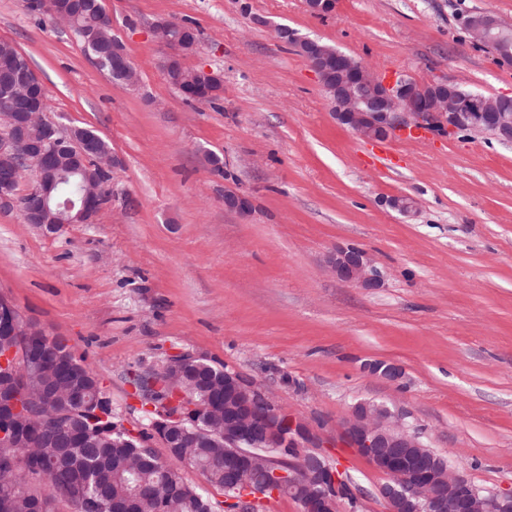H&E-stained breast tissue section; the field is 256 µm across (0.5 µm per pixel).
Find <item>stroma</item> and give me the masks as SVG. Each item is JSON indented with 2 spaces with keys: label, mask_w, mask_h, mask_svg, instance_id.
Segmentation results:
<instances>
[{
  "label": "stroma",
  "mask_w": 512,
  "mask_h": 512,
  "mask_svg": "<svg viewBox=\"0 0 512 512\" xmlns=\"http://www.w3.org/2000/svg\"><path fill=\"white\" fill-rule=\"evenodd\" d=\"M104 4L137 88L95 66L71 27L0 0V40L29 59L50 116L95 129L119 160L91 223L46 236L0 209V296L67 339L127 428L142 427L129 373L185 352L320 425L357 512H385L384 475L336 437L360 399L406 412L475 484L512 486V146L477 132L365 142L275 34L294 28L385 79L512 97V60L459 21L512 23V0H339L326 18L302 0ZM161 20L196 29L182 62L222 76L214 103L190 106L167 82ZM228 188L250 214L225 208ZM398 195L412 214L388 205ZM348 245L374 258L380 288L336 278L328 259Z\"/></svg>",
  "instance_id": "1"
}]
</instances>
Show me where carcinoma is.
I'll return each mask as SVG.
<instances>
[{
  "label": "carcinoma",
  "instance_id": "cac0c4a2",
  "mask_svg": "<svg viewBox=\"0 0 512 512\" xmlns=\"http://www.w3.org/2000/svg\"><path fill=\"white\" fill-rule=\"evenodd\" d=\"M31 13L50 15L74 29L89 58L102 49H123L112 32V22L103 0H24ZM169 38L181 45V54L167 56L163 64L167 81L187 103L205 104L219 99L223 84L199 86L198 73L186 67L182 56L191 51L197 36L173 26ZM25 70L29 62L7 41H0V74L11 67ZM100 69L112 79L135 84L139 75L133 66L114 67L110 61ZM13 387L26 411L24 448L0 451V512H58L65 503L73 512L93 502L96 512H112V502L131 495L143 498L139 512H216L217 502L208 491L185 482L180 467L190 466L225 498L236 494L224 487V439L219 434L206 441L198 429L189 427L188 458L160 461L152 448H142L134 438L112 433V401L100 398L96 374L73 362L66 353L46 346L41 358L14 367ZM146 377L135 374L141 406L137 409L144 430L164 408L161 399L148 396L141 386ZM224 370L213 367L205 383L193 393L202 406L220 401Z\"/></svg>",
  "mask_w": 512,
  "mask_h": 512
}]
</instances>
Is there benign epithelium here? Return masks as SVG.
<instances>
[{
    "mask_svg": "<svg viewBox=\"0 0 512 512\" xmlns=\"http://www.w3.org/2000/svg\"><path fill=\"white\" fill-rule=\"evenodd\" d=\"M304 7L309 14L324 18L336 12L337 0H304ZM464 28L474 43L493 45L499 56L512 57L511 25L492 15L478 14L466 19ZM276 36L303 53L321 87L330 92L336 119L365 141L385 140L398 131L424 129L448 135L459 131L488 133L512 145V97L466 93L446 82L423 88L403 74L387 81L328 44L305 51L314 40L293 28L279 26ZM29 107V112L0 113V206L23 204L19 199L20 181L14 179L12 172L25 165L31 176L25 196L37 199L38 203L23 204L24 218L42 234L53 236L68 224L87 223L102 200L110 195L104 184L94 194L82 190L77 195L65 194L56 204L58 222L50 224L45 218L49 201L43 192L44 177L50 175L55 183L62 184L80 173L96 152L100 136L85 128L76 137L73 129L61 128L47 115L43 98L31 99ZM38 118L47 123L46 137L33 141L28 126ZM224 206L245 214L251 211L252 202L242 193L227 190ZM329 263L343 282L367 290L381 286L376 262L360 247L336 249ZM1 317L11 323L13 336H30L35 329L46 334L2 297ZM195 360V356L187 353L170 356L153 372L149 386H154L155 378L178 371ZM370 369L392 382L403 376L394 364H372ZM174 395L187 402L186 410L172 415L162 410L160 418L150 426L153 439L169 449L183 447L182 423L189 412L196 410L187 393L176 391ZM224 396L230 402L224 413V482L238 489L239 496L233 499L238 504L237 512H254L267 494L273 498L283 496L281 478L285 476L301 512H342L346 501L356 506L352 485L342 484L323 451L320 436L308 423L285 412L257 384L228 370L224 371ZM340 437L385 475L386 482L380 486L379 494L386 512H512V487L486 488L474 484L463 470L428 448L408 421V415L398 408L359 400L351 406ZM243 443L253 448H297L299 455L291 462L289 471L274 470L259 492L240 481L243 474L256 467V454L240 448Z\"/></svg>",
    "mask_w": 512,
    "mask_h": 512,
    "instance_id": "obj_1",
    "label": "benign epithelium"
}]
</instances>
